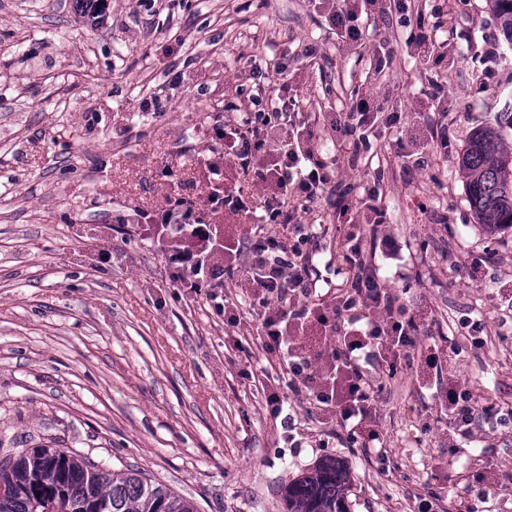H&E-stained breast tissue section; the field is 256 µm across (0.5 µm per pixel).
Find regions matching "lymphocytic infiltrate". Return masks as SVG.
I'll list each match as a JSON object with an SVG mask.
<instances>
[{
    "label": "lymphocytic infiltrate",
    "instance_id": "lymphocytic-infiltrate-1",
    "mask_svg": "<svg viewBox=\"0 0 512 512\" xmlns=\"http://www.w3.org/2000/svg\"><path fill=\"white\" fill-rule=\"evenodd\" d=\"M288 116L287 95L269 98L265 107L245 113L234 131L215 130L223 140L226 156L243 167L253 168L257 180L271 191L274 198L293 199L298 208L307 209L316 201L336 177L333 167L324 163L303 165L296 149L273 154L270 140ZM154 233L163 242V255L172 270L174 281L194 288H220L224 285V239L216 225L195 216L193 204L183 198L175 199L168 209L154 220ZM237 249L247 251L251 261L241 267L242 275L252 279L254 296L261 307L262 340L266 349L283 357L290 383L306 386L309 400L329 406L337 405L345 420L361 415L370 399L359 362H373L377 358L374 344L389 340L397 349L413 342L415 326L412 322L388 317L382 321H362L360 316L346 314L344 307H336V317L346 318L342 330L349 358L343 365V386L310 387V365L288 344V328L308 319L310 308L304 299L311 294L314 264L311 254L297 259L280 256L281 245L269 237L254 243L241 237ZM297 292L302 302L281 306L289 293Z\"/></svg>",
    "mask_w": 512,
    "mask_h": 512
}]
</instances>
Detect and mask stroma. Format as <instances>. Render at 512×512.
I'll use <instances>...</instances> for the list:
<instances>
[{"mask_svg":"<svg viewBox=\"0 0 512 512\" xmlns=\"http://www.w3.org/2000/svg\"><path fill=\"white\" fill-rule=\"evenodd\" d=\"M354 8L365 35L350 45L329 0H104L99 27L78 0H0V458L45 444L137 468L198 512H287L283 488L332 456L353 472L350 512H512V228L479 223L459 168L471 133L512 103V50L489 0ZM283 59L298 108L271 145L334 166L327 194L348 205L296 215L316 234L315 298L328 312L346 294L354 225L417 327L407 358L386 350L363 365L373 398L354 432L289 387L249 282H224L240 318L228 325L138 233L174 197L203 205L241 186L262 204L237 164L217 180L208 164L215 127L246 110L240 89L268 85L251 64ZM361 98L399 118L352 155L333 123ZM374 185L388 245L359 203ZM210 221L229 243L297 239L255 209ZM288 334L317 384L339 382L332 324L313 317ZM455 386L477 415L466 434L448 406ZM272 392L287 416L270 411ZM488 406L497 421L482 419Z\"/></svg>","mask_w":512,"mask_h":512,"instance_id":"1","label":"stroma"}]
</instances>
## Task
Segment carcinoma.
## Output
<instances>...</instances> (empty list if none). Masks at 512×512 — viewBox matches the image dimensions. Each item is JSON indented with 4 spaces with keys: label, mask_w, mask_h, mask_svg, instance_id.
<instances>
[{
    "label": "carcinoma",
    "mask_w": 512,
    "mask_h": 512,
    "mask_svg": "<svg viewBox=\"0 0 512 512\" xmlns=\"http://www.w3.org/2000/svg\"><path fill=\"white\" fill-rule=\"evenodd\" d=\"M512 44V0H492ZM470 207L490 230L512 227V150L501 126L475 130L462 155ZM351 471L327 457L285 487L288 512H349ZM0 512H197L193 502L134 468L111 472L77 453L22 448L0 461Z\"/></svg>",
    "instance_id": "cac0c4a2"
}]
</instances>
